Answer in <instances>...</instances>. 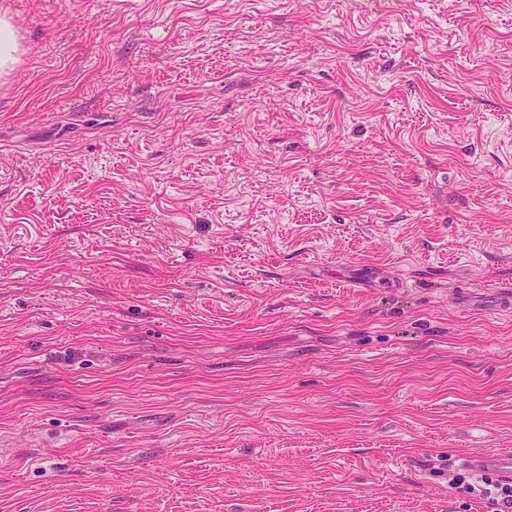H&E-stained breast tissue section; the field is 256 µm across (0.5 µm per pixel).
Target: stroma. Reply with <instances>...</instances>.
I'll use <instances>...</instances> for the list:
<instances>
[{"label": "stroma", "mask_w": 512, "mask_h": 512, "mask_svg": "<svg viewBox=\"0 0 512 512\" xmlns=\"http://www.w3.org/2000/svg\"><path fill=\"white\" fill-rule=\"evenodd\" d=\"M0 512H497L512 0H0ZM20 45L11 20L0 17V71L12 69L19 60ZM463 464L479 472H492L497 477L512 479V454L485 451L462 458ZM470 493H476L482 498L488 499L497 506L512 509V481L502 483L493 481L489 477L478 478L471 476V482L464 486Z\"/></svg>", "instance_id": "stroma-1"}]
</instances>
